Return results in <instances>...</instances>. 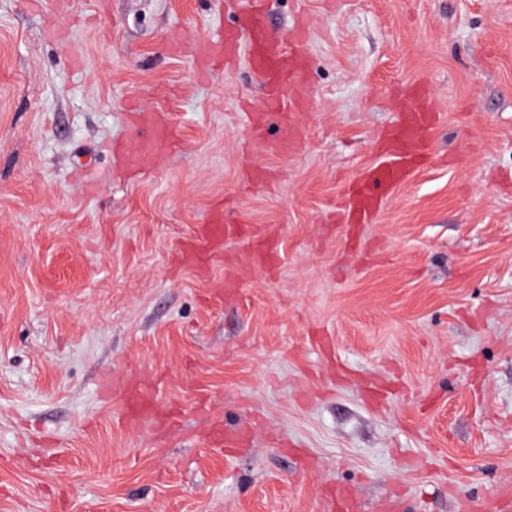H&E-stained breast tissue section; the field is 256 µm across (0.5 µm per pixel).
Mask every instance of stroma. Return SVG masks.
Listing matches in <instances>:
<instances>
[{"instance_id": "stroma-1", "label": "stroma", "mask_w": 512, "mask_h": 512, "mask_svg": "<svg viewBox=\"0 0 512 512\" xmlns=\"http://www.w3.org/2000/svg\"><path fill=\"white\" fill-rule=\"evenodd\" d=\"M229 0H0V512H496L512 489V0H266L309 25L306 135L266 152L246 62L197 77ZM73 30L62 44L49 26ZM431 158L340 223L405 87ZM177 140L123 170L130 103ZM277 256L225 288L177 244L214 209ZM149 374L172 425L123 419ZM249 425L215 448L214 425Z\"/></svg>"}]
</instances>
